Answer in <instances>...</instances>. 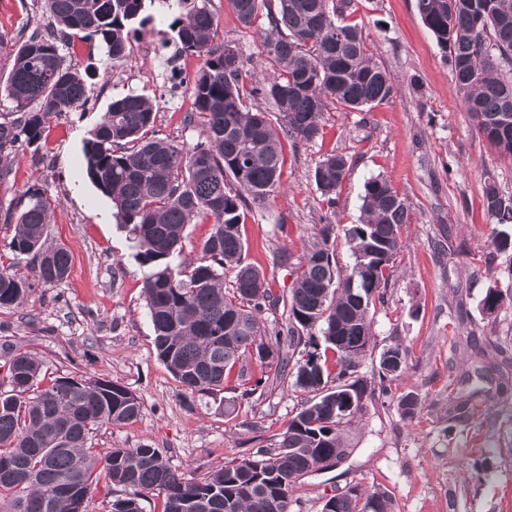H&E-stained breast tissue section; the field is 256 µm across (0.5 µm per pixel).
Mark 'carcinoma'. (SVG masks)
Segmentation results:
<instances>
[{
	"instance_id": "1",
	"label": "carcinoma",
	"mask_w": 512,
	"mask_h": 512,
	"mask_svg": "<svg viewBox=\"0 0 512 512\" xmlns=\"http://www.w3.org/2000/svg\"><path fill=\"white\" fill-rule=\"evenodd\" d=\"M56 31L12 41L0 35V51L11 48L12 67L0 95L12 103L0 113V182L11 172L10 154L23 139L39 142L49 120L81 112L88 101L82 72L64 63L61 43L96 40L106 60L131 52L129 34L144 25L145 4L170 10V0H44ZM246 27L267 21L262 60L268 77L253 80L239 49L215 41L217 21L210 0H177L184 12L169 24L172 40L200 65L190 83V111L183 122L200 128L192 145L176 144L154 129L156 112L141 95L109 105L84 144L87 174L112 199L132 236L136 258L146 268L143 293L157 355L182 385L184 401L226 390L239 362L254 360L261 373L312 394L288 421L276 450L224 463L201 479L173 470L159 449L92 446L107 425L138 418L142 404L126 386L103 378H46L43 362L5 341L0 344V512H88L89 498L102 493L105 512H143L145 492L163 499V512H290L298 481L343 460L349 445L342 427L362 411L363 400L389 397L391 383L407 366V350L391 345L379 355V390L357 375L359 360L373 352L371 310L383 300L386 272L403 248L409 212L391 183L375 176L364 183L362 216L345 229L353 263L343 274L336 264V225L329 217L303 252L289 295L273 294L266 274L246 261L241 232L245 211L265 206L281 185L282 138L309 142L322 135L320 117L331 104L365 112L396 94L384 66L368 54L362 30L345 22L352 0H228ZM424 25L448 54L452 79L475 130L498 153L512 157V79L500 60H512V0H417ZM249 96L272 104L278 116L252 111ZM351 167L343 154H329L314 171V183L331 207ZM8 243L27 257L24 269H0V309H18L38 288L67 279L71 256L47 244L51 202L27 193ZM499 252L512 250V196L489 183L483 189ZM212 224L199 255L180 258L188 224ZM234 271L224 288L225 271ZM283 306L286 335L268 334L262 315ZM319 328L324 351L314 345ZM467 343L477 374H497L512 386V361L496 345ZM334 386L327 387L328 383ZM354 407L342 412L345 402ZM402 417L414 418L416 395L398 397ZM121 488L123 497H114ZM331 512H395L384 489L367 496L355 487L333 497Z\"/></svg>"
}]
</instances>
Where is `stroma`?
<instances>
[{
    "instance_id": "35a3bbf8",
    "label": "stroma",
    "mask_w": 512,
    "mask_h": 512,
    "mask_svg": "<svg viewBox=\"0 0 512 512\" xmlns=\"http://www.w3.org/2000/svg\"><path fill=\"white\" fill-rule=\"evenodd\" d=\"M217 41L236 44L254 61L263 32L243 26L227 0H211ZM349 22L361 26L370 54L391 74L397 95L367 112L328 108L322 135L312 142L284 140L285 166L278 193L247 213L241 227L248 261L261 268L274 294L288 295L305 246L326 207L313 173L323 155L352 160L336 199L337 229L358 223L363 185L386 177L404 198L409 222L405 245L390 268L372 331L378 348L408 351L396 393L415 392L414 419L385 397L366 399L346 427L350 454L334 468L309 474L291 512H321L326 497L356 485L389 490L396 512H512V389L474 377L465 338L502 346L512 358V251L496 252L491 218L482 205L484 183L512 195V158L501 156L474 130L451 76L446 53L423 24L416 0H353ZM170 15L155 13L132 33L129 75L117 80L103 51L90 41L64 48L68 64L88 70L85 111L65 112L34 145L12 150L9 178L0 183V210H21L37 190L53 204L49 244L64 246L72 262L61 284L37 290L22 307L0 311V342L40 358L56 376L109 379L136 393L140 416L98 432L96 448H160L172 469L201 478L224 462L276 447L279 433L306 400L304 392L268 379L261 395L242 401L249 427L224 416L220 398L187 408L181 384L157 357L143 295L144 268L111 199L90 181L83 142L113 99L147 97L161 136L193 144L199 130L168 108L162 92L170 73L166 48ZM49 23L42 0H0V34ZM155 41L143 48L144 39ZM286 252V263L273 256ZM502 301L486 313L483 300ZM473 392L471 414L448 418V403Z\"/></svg>"
}]
</instances>
